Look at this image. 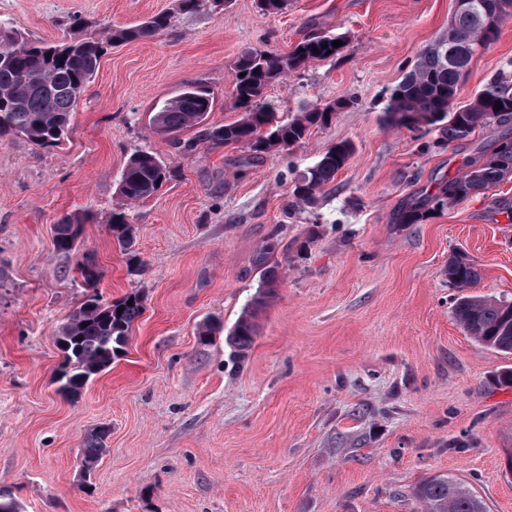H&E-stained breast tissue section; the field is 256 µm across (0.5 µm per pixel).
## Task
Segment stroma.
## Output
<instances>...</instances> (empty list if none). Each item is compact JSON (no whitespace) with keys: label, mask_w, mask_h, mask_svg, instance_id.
<instances>
[{"label":"stroma","mask_w":512,"mask_h":512,"mask_svg":"<svg viewBox=\"0 0 512 512\" xmlns=\"http://www.w3.org/2000/svg\"><path fill=\"white\" fill-rule=\"evenodd\" d=\"M176 0H0V22L36 41L97 37L159 13L172 28L108 49L62 145L0 140V486L22 512H423L416 485L467 481L488 512H512V388L491 378L512 354L476 343L452 315L448 257L479 266L474 294L512 300V179L419 223L411 199L437 192L490 153L501 129L444 142L437 127L395 129L387 95L448 30L455 0H257L194 13ZM343 34L336 59L289 74L268 97L288 117L352 96L304 143L244 164V148L201 140L191 154L149 121L186 85L212 97L210 126L240 117L231 66L253 49L288 52L304 34ZM512 73V19L476 54L457 104ZM341 141L354 150L312 207H290L293 180ZM172 177L130 206L138 273L108 230L122 168L136 150ZM83 223L78 253L54 226ZM279 242L276 302L244 361L224 342L261 285L253 258ZM139 291L144 312L124 356L75 397L58 392L57 332L85 292ZM217 324L208 344L197 329ZM108 451L83 479L85 437Z\"/></svg>","instance_id":"obj_1"}]
</instances>
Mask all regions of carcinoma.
Masks as SVG:
<instances>
[{
	"label": "carcinoma",
	"instance_id": "cac0c4a2",
	"mask_svg": "<svg viewBox=\"0 0 512 512\" xmlns=\"http://www.w3.org/2000/svg\"><path fill=\"white\" fill-rule=\"evenodd\" d=\"M475 2L480 4L479 11H459L454 15L448 33L419 54L414 67L392 89L384 107V119L390 126L404 127L399 114L413 113L419 117L413 128L437 125L448 143L466 140L491 123L507 127L491 154L470 161L462 175L440 188L434 196V207L440 209L512 177V75L503 72L493 76L469 103L455 106L473 56L488 49L487 36H498L501 25L512 17V0ZM171 23L172 14L158 13L136 26H114L100 38L73 39L60 44L31 42L14 25H8L16 48L8 60H0V140L23 137L42 149L59 145L108 48L151 39L169 29ZM336 40L343 37L308 36L284 55L267 50L242 53L233 64L232 87L235 106L243 116L233 123L203 130L204 139L216 146L247 148L251 163L302 143L311 127L327 123L336 109L347 107L354 100L345 98L332 106L316 105L280 120L266 90L312 61L336 58L341 50L332 46ZM210 107L206 90L187 85L154 113L150 123L156 132L175 137L202 124ZM352 152L353 145L348 141L326 150L314 166L297 176L292 205L314 204L317 195L335 181ZM170 173L167 163L147 150L130 155L122 171L121 204L112 212L109 229L132 261L136 260L132 256L134 233L125 207L153 196ZM426 203L425 199L411 201L398 214L397 222L418 223L424 217ZM81 234L82 224L77 219L55 225V250L73 253ZM277 247L278 242L268 241L256 253L253 265L261 273V286L225 336V344L238 360L248 356L259 329L258 319L277 298L280 267L272 260ZM76 272L88 296L58 336L63 361L55 378L59 390L71 396L78 395L93 376L121 357L129 333L144 310V298L137 291L107 301L99 296L96 288L102 270L94 259L78 260ZM478 278L476 264L466 253L457 251L449 256L448 282L460 290L453 304V316L476 343L511 354L512 302L466 293L465 289ZM108 434L109 429L101 427L85 439L81 449L85 474H91L106 453ZM415 496L425 512H487L482 498L460 479L437 476L424 480L416 486Z\"/></svg>",
	"mask_w": 512,
	"mask_h": 512
}]
</instances>
